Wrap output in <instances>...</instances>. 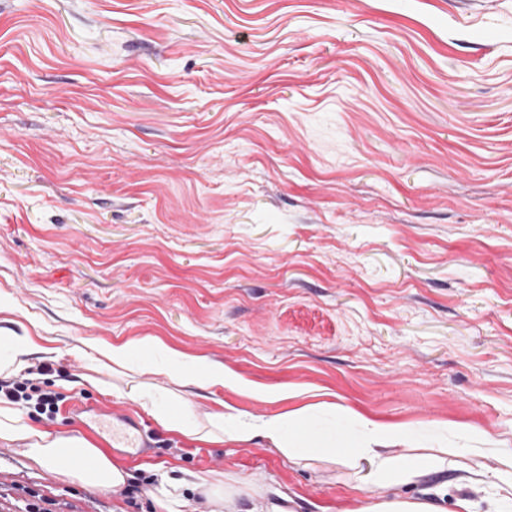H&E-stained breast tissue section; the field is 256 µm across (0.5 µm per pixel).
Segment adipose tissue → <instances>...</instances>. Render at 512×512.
I'll return each mask as SVG.
<instances>
[{
	"label": "adipose tissue",
	"instance_id": "ef3b65f1",
	"mask_svg": "<svg viewBox=\"0 0 512 512\" xmlns=\"http://www.w3.org/2000/svg\"><path fill=\"white\" fill-rule=\"evenodd\" d=\"M38 351L31 336L0 335V376L8 377L25 369L30 357ZM163 353L158 370H173L175 381L181 387L204 391L232 384L243 392L253 389L249 381L227 368L209 363L206 358L191 357L169 347L164 348ZM129 395L152 403L156 422L164 430L188 440L224 444L248 443L261 438L295 464L311 460L342 464L355 480L357 489L376 486L390 489V496L369 504L364 512H444L435 501L403 497L400 487L447 468L461 471L462 481H472L473 472L464 469L462 457H481L489 453L499 462L493 477L504 491L494 512H512L511 449L495 448L487 452L481 448H433L423 453L393 455L388 452V445L408 439V429L366 419L362 422L361 434H345L337 430L336 420L345 417L348 410L332 402L319 404L312 414L296 412L257 418L246 416L222 401L200 421L186 411L169 408L164 397L142 386H130ZM317 415L324 417L327 425L317 431L319 439L314 442L308 433L313 430L312 419ZM0 440L25 442L24 454L32 464L58 465L60 476L92 489L118 490L130 477L125 467L79 432L43 431L7 400L0 401ZM62 448L77 458V465L59 466L58 451ZM149 495L155 512H190L191 499L197 495L206 497L212 506L211 512H279L264 490L240 487L231 476L221 480L194 475L178 480L163 474Z\"/></svg>",
	"mask_w": 512,
	"mask_h": 512
}]
</instances>
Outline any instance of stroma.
I'll use <instances>...</instances> for the list:
<instances>
[{
	"label": "stroma",
	"instance_id": "35a3bbf8",
	"mask_svg": "<svg viewBox=\"0 0 512 512\" xmlns=\"http://www.w3.org/2000/svg\"><path fill=\"white\" fill-rule=\"evenodd\" d=\"M0 328L28 332L54 417L137 419L112 449L127 492L91 490L0 442V512H153L156 465L233 472L285 512H361L345 468L262 440L164 431L130 381L197 416L274 417L334 397L431 448H512V0H0ZM153 340L224 365L253 397H197L147 350L81 385L75 348ZM401 487L488 512L495 458ZM74 413L79 421L88 428H91L88 422L101 424L102 422L112 421L113 417L122 418L128 425L135 426L131 422L133 418L129 414H117L99 407L80 405L75 408Z\"/></svg>",
	"mask_w": 512,
	"mask_h": 512
}]
</instances>
